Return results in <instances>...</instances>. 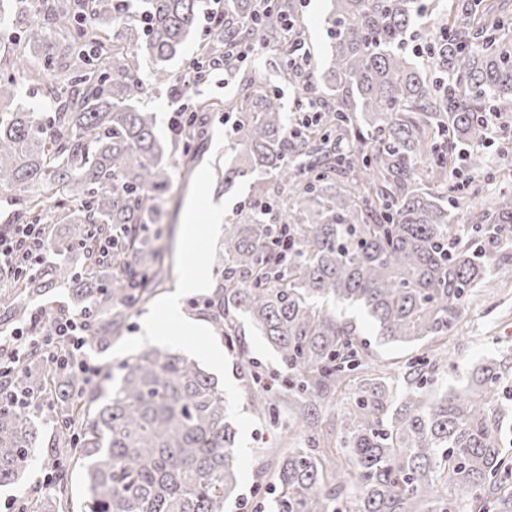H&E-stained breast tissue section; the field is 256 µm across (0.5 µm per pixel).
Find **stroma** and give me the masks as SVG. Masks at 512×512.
<instances>
[{
    "mask_svg": "<svg viewBox=\"0 0 512 512\" xmlns=\"http://www.w3.org/2000/svg\"><path fill=\"white\" fill-rule=\"evenodd\" d=\"M326 10L327 0H301L299 8L300 21L305 29V44L318 58L322 57L327 42ZM235 90V82L226 81L224 72L215 70L198 86L196 92L184 100H176L169 87L164 84L153 85L145 94L136 98L137 105L155 112V135L165 143L170 142L173 137L169 121L174 110L182 106L192 111L201 101L213 102V110L200 115L207 135L197 146L195 154L197 166L208 163L214 169L212 199L216 202L226 199L232 192L231 187L224 183V162L230 157L231 150L227 147L216 148L215 133L224 126V100L233 96ZM491 286L500 294L504 302L503 307L492 308L490 299L485 297L473 300L463 319L462 333L449 337L447 342L404 348L383 342L379 337L370 336L366 339L365 357L392 364L400 369L416 357L435 359L444 351L448 354L446 369L449 383L460 382L470 366L480 358L498 354L503 350L512 352V272L497 273ZM150 308L151 305L147 302L137 305L130 311L119 332L113 334L111 339L92 340L90 352L101 364L104 373L96 386L97 392H109L112 386L110 373L113 365L118 362L113 351L123 339L138 336L141 320ZM237 324L241 347L237 350H227L226 355L229 359L230 375L243 395L241 410L245 414L254 415L256 420L255 426L249 432V443L254 452V459L249 469L248 483L239 491L240 498H249L253 496L260 482L270 481L279 463L278 456L272 452L276 438L270 426V419L254 414L248 399L252 384L251 373L256 370L269 376L280 371L281 364L277 354L263 337L252 329L247 319L238 318ZM239 500L225 503L224 512H240Z\"/></svg>",
    "mask_w": 512,
    "mask_h": 512,
    "instance_id": "stroma-1",
    "label": "stroma"
}]
</instances>
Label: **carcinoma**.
Instances as JSON below:
<instances>
[{
  "instance_id": "obj_1",
  "label": "carcinoma",
  "mask_w": 512,
  "mask_h": 512,
  "mask_svg": "<svg viewBox=\"0 0 512 512\" xmlns=\"http://www.w3.org/2000/svg\"><path fill=\"white\" fill-rule=\"evenodd\" d=\"M0 77V188L6 224H56L55 260L7 283L0 326L30 319L29 301L62 287L88 304L96 337L120 325L164 277L161 224L174 157L155 113L133 104L158 83H192L166 69L194 30L202 0H36ZM329 65L299 71L298 0H224L209 54L238 70L237 48L258 38L293 87L295 110L252 77L224 106L237 114L239 164L250 204L224 224L212 294L192 301L235 345L246 317L280 357L277 382L298 405L279 434L296 440L278 465L272 512H512V358H486L450 386L444 364L407 363L402 389L364 376L362 335L328 303L359 308L386 343L454 335L478 290L512 266V190L491 192L467 222L451 209L491 177L478 148L512 144V19L502 4L433 0L438 24L416 29L422 0H328ZM151 67L145 68L144 63ZM59 87L41 111H10L32 73ZM319 119L295 127L307 99ZM493 112L496 124L483 121ZM183 150L202 137L187 119ZM127 227L109 256L97 248ZM104 402L52 372L40 350L0 375V486L37 458L39 402L66 426L41 465L53 494L30 512H59L66 464L81 466L82 512H224L238 497L237 432L224 391L198 363L149 347L117 366ZM354 389L336 436L348 461L322 463L316 407ZM273 388L253 382L254 409L278 419ZM87 417L83 423L78 419Z\"/></svg>"
}]
</instances>
